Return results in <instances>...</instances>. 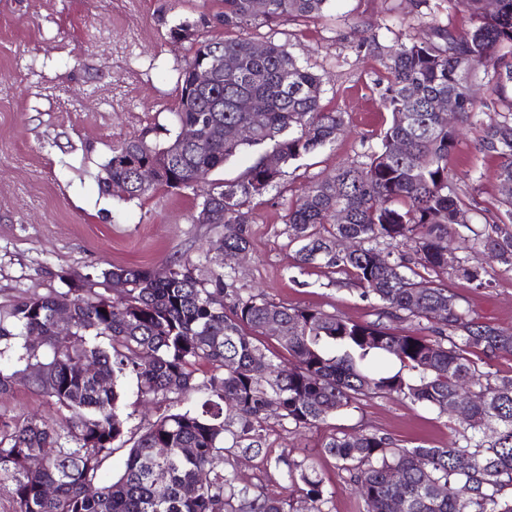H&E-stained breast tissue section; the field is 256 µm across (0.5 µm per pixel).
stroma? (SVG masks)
Returning a JSON list of instances; mask_svg holds the SVG:
<instances>
[{
  "label": "stroma",
  "mask_w": 512,
  "mask_h": 512,
  "mask_svg": "<svg viewBox=\"0 0 512 512\" xmlns=\"http://www.w3.org/2000/svg\"><path fill=\"white\" fill-rule=\"evenodd\" d=\"M217 7L216 0H0V310L20 297L66 291L69 281L88 275L94 290L110 298L114 292L101 270L127 264L158 269L186 258L201 266L223 239V225L198 222L193 191L160 189L123 201L101 184L113 145L134 136L161 144L175 134L178 77L192 44L174 41L169 31L187 21L196 24L199 38H215L216 30L199 21ZM429 23L418 0H333L319 19L259 28V35L284 44L322 77V104L343 113L345 130L333 145L284 166L277 186L254 199L258 220L249 227L250 251L227 280L236 295L261 293L277 303L426 335L425 325L387 317L344 273L299 270L285 216L308 185L363 161L377 144L391 120L379 105L386 58L396 42L425 35ZM372 35L375 52L358 51ZM477 138V131L465 132L448 160L469 209V225L457 228L452 246L473 263L481 259L474 233L493 223L502 199L494 177L498 161L480 151ZM445 282L472 317L512 330V272L495 273L480 287L453 273ZM124 401L131 414L127 444L106 461L109 478L123 472L128 444L159 414L133 391ZM0 415L57 417L22 373L10 394H0ZM464 427L456 415L375 397L316 427L269 418L261 453L238 456L235 465L251 490L295 502L302 493L284 483L275 460H308L331 493L326 512H363L349 474L323 451L332 435L376 433L408 448L444 447Z\"/></svg>",
  "instance_id": "stroma-1"
}]
</instances>
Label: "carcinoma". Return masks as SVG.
Instances as JSON below:
<instances>
[{
	"mask_svg": "<svg viewBox=\"0 0 512 512\" xmlns=\"http://www.w3.org/2000/svg\"><path fill=\"white\" fill-rule=\"evenodd\" d=\"M224 9L202 18L233 36L206 40L179 73V127L203 126L208 138L162 145L129 138L112 148L104 191L127 187L126 200L159 188L195 189L245 149L257 157L236 182L216 184L202 201L213 223L224 225V249L211 257L206 278L190 259L159 269L110 268L125 278L120 301L90 288L22 297L0 313V393L13 389L20 366L33 390L60 412L52 425L35 418L0 420V489L12 512H325V481L307 460L279 457L285 481L303 485L305 507L238 485V454L259 453L265 420L274 415L312 427L371 397L396 395L438 411L458 396L471 404L469 429L446 447L400 448L376 433L334 435L324 452L349 473L365 512H512V376L488 370L512 355V332L480 323L443 284L453 270L481 287L482 265L448 267L441 251L454 226L467 224L464 203L448 176L457 129L433 103L454 96L461 120L476 116L469 81L492 66L493 94L502 109L480 120L481 149L499 159L498 181L512 182V0H446V14H469L472 28L454 34L447 17L433 15L430 33L411 38L386 63L379 103L391 112L379 145L325 180L309 185L288 208L289 243L300 269L337 268L392 317L432 324L430 336L391 332L311 307H292L251 294L226 305L224 269L250 249L254 198L275 186L282 167L336 141L344 113L321 106L322 78L284 45L251 36L256 22L310 20L334 0H221ZM236 61L220 71L217 58ZM213 72L198 88L194 73ZM247 135H241V131ZM404 144L396 154L393 146ZM275 155L280 167L266 165ZM498 222L477 235L487 257L512 271V195L501 201ZM348 222L336 223V210ZM359 250L336 249L342 238ZM400 252L394 256V252ZM72 298V335L58 336L53 313ZM119 307L124 317H112ZM277 318L290 339H276L285 357L267 356L266 323ZM32 336L41 340L33 343ZM384 356L399 368L377 371ZM90 361L89 373L80 363ZM133 383L144 402L177 400L195 390L197 409L165 412L130 448L124 473L102 479L115 442L125 436L123 387ZM279 411L268 412L270 405ZM39 454L42 464L30 465ZM228 468L217 471L213 462ZM53 486V495L44 488ZM469 487L465 497L456 495Z\"/></svg>",
	"mask_w": 512,
	"mask_h": 512,
	"instance_id": "1",
	"label": "carcinoma"
}]
</instances>
